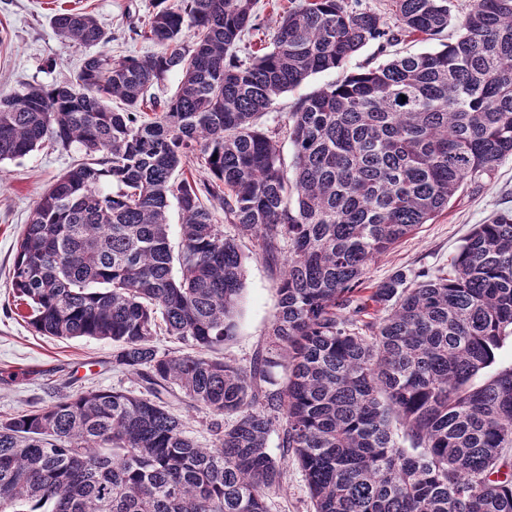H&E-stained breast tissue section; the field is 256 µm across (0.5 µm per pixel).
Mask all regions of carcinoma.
Segmentation results:
<instances>
[{
    "label": "carcinoma",
    "instance_id": "1",
    "mask_svg": "<svg viewBox=\"0 0 512 512\" xmlns=\"http://www.w3.org/2000/svg\"><path fill=\"white\" fill-rule=\"evenodd\" d=\"M256 6L157 0L145 34L161 52H92L70 80L0 96V162L46 142L83 153L17 243L11 284L30 325L111 342L112 366L148 391L1 418L0 512H269L278 425L312 512H512V364L495 367L512 339V211L475 225L447 273L366 280L512 155V0H473L441 49L345 73L273 129L259 119L280 94L369 43L435 40L453 16L450 0H390L385 28L349 0H299L244 61L233 50ZM51 26L89 48L111 40L85 12ZM171 71L174 94L147 100ZM218 208L282 268L275 355L249 368L209 356L234 336L244 288ZM162 334L193 353L159 352ZM176 391L213 416L210 445L170 410Z\"/></svg>",
    "mask_w": 512,
    "mask_h": 512
}]
</instances>
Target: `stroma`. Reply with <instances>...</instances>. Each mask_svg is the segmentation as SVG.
Returning <instances> with one entry per match:
<instances>
[{
	"mask_svg": "<svg viewBox=\"0 0 512 512\" xmlns=\"http://www.w3.org/2000/svg\"><path fill=\"white\" fill-rule=\"evenodd\" d=\"M298 3L259 0L260 29L237 45L236 56L245 58L250 49L269 44L276 20ZM64 9L94 16L112 35L105 50L113 57H141L157 50L142 35L154 0H0V94L73 77L85 49L60 39L50 24L52 15ZM336 78L332 71L310 76L277 99L273 111L262 117V125L285 123L298 99ZM80 157L77 150L46 144L0 163V417L86 389L141 391L132 375L113 368L110 342L39 335L15 308L10 270L17 240L46 188ZM502 209L512 210V156L500 161L490 178L460 189L432 223L421 225L375 259L368 268L369 281L380 282L399 270L414 274L449 268L474 225L486 223ZM236 237L245 258L244 290L236 332L221 354L246 366L271 347L269 331L278 311L279 271L266 264L254 237ZM269 512H310L304 475L296 463H289L284 488L271 496Z\"/></svg>",
	"mask_w": 512,
	"mask_h": 512,
	"instance_id": "35a3bbf8",
	"label": "stroma"
}]
</instances>
